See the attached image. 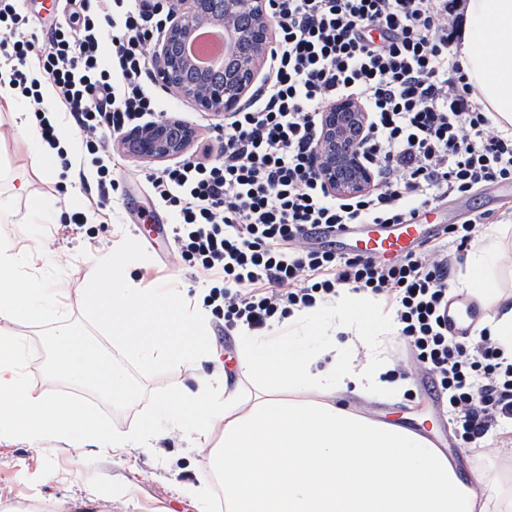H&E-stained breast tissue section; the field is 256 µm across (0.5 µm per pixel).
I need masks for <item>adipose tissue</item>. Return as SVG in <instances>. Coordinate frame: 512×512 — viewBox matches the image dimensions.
Segmentation results:
<instances>
[{"instance_id": "obj_1", "label": "adipose tissue", "mask_w": 512, "mask_h": 512, "mask_svg": "<svg viewBox=\"0 0 512 512\" xmlns=\"http://www.w3.org/2000/svg\"><path fill=\"white\" fill-rule=\"evenodd\" d=\"M460 62L485 111L512 125V0H468ZM512 226L489 228L472 251L460 280L480 303L496 305L489 326L512 353V296L493 275ZM394 332L363 295L340 291L328 303L293 312L284 329L241 331L235 378H199L180 391L169 415L188 414L204 468L224 487V512H512V472L495 480L474 475L462 482L454 462L422 435L337 406L353 391L385 396L383 344ZM24 341L0 336V435L40 447L53 435L74 451L95 442L108 454L148 448L157 429L106 428L79 403L34 392L22 372ZM368 361L354 363L357 350ZM325 368H318L321 358ZM224 431L211 439V423Z\"/></svg>"}]
</instances>
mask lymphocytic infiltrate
<instances>
[{
    "mask_svg": "<svg viewBox=\"0 0 512 512\" xmlns=\"http://www.w3.org/2000/svg\"><path fill=\"white\" fill-rule=\"evenodd\" d=\"M275 45L270 76L241 111L209 127L222 150L144 167L155 196L174 209L171 249L203 275L204 299L228 327L262 330L348 290L390 305L403 336L395 373H430L469 443L512 420V357L487 335L448 333L452 250L474 241L477 215L451 225L448 244L377 260L316 244V230L402 224L488 183L512 182V127L498 128L465 83L453 50L448 0H268ZM67 21L36 51L29 20L0 0V57L58 149L50 84L88 154L106 139L167 118L154 90L155 34L169 21L159 0H66ZM109 58H102L104 28ZM349 97L367 112L363 149L374 181L365 194L330 193L314 164L322 114Z\"/></svg>",
    "mask_w": 512,
    "mask_h": 512,
    "instance_id": "1",
    "label": "lymphocytic infiltrate"
}]
</instances>
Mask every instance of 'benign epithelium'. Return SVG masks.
Returning <instances> with one entry per match:
<instances>
[{
    "label": "benign epithelium",
    "mask_w": 512,
    "mask_h": 512,
    "mask_svg": "<svg viewBox=\"0 0 512 512\" xmlns=\"http://www.w3.org/2000/svg\"><path fill=\"white\" fill-rule=\"evenodd\" d=\"M169 25L155 44L156 72L162 85L191 98L202 112L230 114L249 102L260 66L273 47L272 24L266 0H252L249 25H239L242 0H168ZM220 21L230 32L224 80L209 81L197 74L199 90L185 85V73L193 66L184 56L183 43L199 24ZM368 114L353 99H340L325 109L316 147V166L327 190L337 196L367 192L373 172L361 149ZM136 153L149 160L184 154L195 130L177 120L137 129L127 134Z\"/></svg>",
    "instance_id": "benign-epithelium-1"
}]
</instances>
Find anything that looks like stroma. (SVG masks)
Returning a JSON list of instances; mask_svg holds the SVG:
<instances>
[{
	"mask_svg": "<svg viewBox=\"0 0 512 512\" xmlns=\"http://www.w3.org/2000/svg\"><path fill=\"white\" fill-rule=\"evenodd\" d=\"M22 99L13 104L0 100V208L26 214L38 206L45 218L35 230L5 227L10 247L31 256L34 273L50 266L62 269L57 287L69 319L81 317L83 289L90 280L97 257L112 253L118 240H137L148 260L127 266L125 273L142 288L169 282L193 305H202L208 290L202 277L174 258L169 245V229L176 220L144 181L143 160L127 151L124 142H106L100 155L112 166L121 192L111 194L105 210H97L96 168L85 162V148L74 120L62 116L58 128L61 140L70 143L73 165L66 185H59L51 167L30 151L29 131L18 115L26 111ZM29 183V195L15 196L12 187L19 179ZM512 203V191L502 192L500 184L476 187L462 197L449 198L440 207L442 221L461 224L473 214H500ZM84 211L87 222L71 229L56 223L52 215ZM424 371L411 368L405 376L407 387L400 395L368 399L349 392L339 398V406L372 415L399 416L411 413L428 417L433 435L449 442L448 453L461 464L463 475L492 473L512 468V421L501 420L482 439L481 449L466 445L450 423L445 400L431 402L422 383ZM50 455L20 442H0V512H30L40 503L41 512H198L194 496L184 493L187 485H200L205 475L203 454L183 437L160 441L158 453L128 448L118 455L83 456L58 449L54 439H46Z\"/></svg>",
	"mask_w": 512,
	"mask_h": 512,
	"instance_id": "obj_1",
	"label": "stroma"
}]
</instances>
